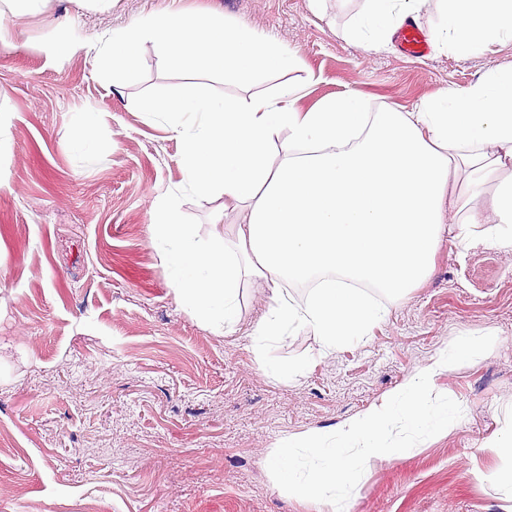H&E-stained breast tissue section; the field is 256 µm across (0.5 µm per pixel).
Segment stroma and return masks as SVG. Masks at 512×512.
<instances>
[{"instance_id": "1", "label": "stroma", "mask_w": 512, "mask_h": 512, "mask_svg": "<svg viewBox=\"0 0 512 512\" xmlns=\"http://www.w3.org/2000/svg\"><path fill=\"white\" fill-rule=\"evenodd\" d=\"M363 0H43L0 42V512H330L273 480L266 459L284 438L329 431L381 404L456 337L493 334L486 354L439 376L435 393L463 409L448 433L366 469L351 512H505L512 470L492 445L512 435V254L460 257L442 236L426 279L384 297L388 316L363 342L314 357L310 330L268 347L312 359L283 383L259 366L250 335L270 292L245 283L239 321L214 334L180 305L148 227L168 192L184 223L234 242L248 211L182 185V146L137 102L191 85L168 77L145 44L146 79L115 93L94 54L53 61L41 38L64 25L92 42L179 9L233 20L295 52L299 65L252 88L202 80L236 101L307 88L297 106L359 91L369 108L403 112L493 67L512 41L459 59L398 46L371 54L346 39ZM101 113L110 148L73 152L80 113Z\"/></svg>"}]
</instances>
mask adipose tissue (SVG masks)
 <instances>
[{
	"instance_id": "adipose-tissue-1",
	"label": "adipose tissue",
	"mask_w": 512,
	"mask_h": 512,
	"mask_svg": "<svg viewBox=\"0 0 512 512\" xmlns=\"http://www.w3.org/2000/svg\"><path fill=\"white\" fill-rule=\"evenodd\" d=\"M428 0H364L347 36L370 53L388 49L406 17ZM434 40L459 57L512 40V0H443ZM300 86L246 102L204 92L145 104L182 144L183 179L195 193H224L249 210L234 246L216 228L198 237L175 194L149 226L176 297L216 334L238 322L245 279L268 287L271 304L254 328L264 352L291 330L313 331L319 354L359 343L388 309L363 286L397 295L429 273L454 231L464 250L512 252V67L446 87L401 112L369 111L358 91L299 111ZM282 139L284 155L272 162ZM463 189L451 193L452 179ZM315 282L305 304L282 281Z\"/></svg>"
}]
</instances>
